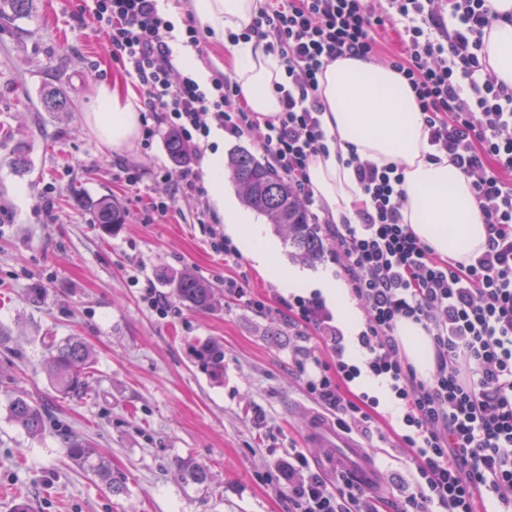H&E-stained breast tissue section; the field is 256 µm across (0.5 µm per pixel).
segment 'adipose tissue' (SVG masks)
<instances>
[{
	"instance_id": "adipose-tissue-1",
	"label": "adipose tissue",
	"mask_w": 512,
	"mask_h": 512,
	"mask_svg": "<svg viewBox=\"0 0 512 512\" xmlns=\"http://www.w3.org/2000/svg\"><path fill=\"white\" fill-rule=\"evenodd\" d=\"M263 5L264 0H191L195 17L219 38L229 31H246ZM483 52L498 80L512 87V24L495 25L484 39ZM233 72L247 108L259 119L276 118L281 111L277 87L288 78L265 41L254 37L240 42ZM319 97L324 107L320 121L330 141L327 152L312 160L308 175L334 221L354 218L363 200L353 169L344 163L354 153L381 167H402L404 221L434 254L467 264L483 251L488 231L470 184L448 156H436L415 96L400 74L374 62L341 57L320 74ZM88 120L103 143L121 152L134 146L142 115L131 97L103 86ZM206 178L213 203L224 213L225 233L240 243L259 271L276 273V245L262 225L240 214L224 194L221 154L209 155ZM397 338L417 374L429 376L434 349L422 326L400 320Z\"/></svg>"
}]
</instances>
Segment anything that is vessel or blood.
I'll list each match as a JSON object with an SVG mask.
<instances>
[{"label": "vessel or blood", "instance_id": "b4317fda", "mask_svg": "<svg viewBox=\"0 0 512 512\" xmlns=\"http://www.w3.org/2000/svg\"><path fill=\"white\" fill-rule=\"evenodd\" d=\"M304 436L312 447L343 449L341 465L354 472L365 489L375 492L382 488L383 480L362 445L352 436L338 431L321 415L308 413L304 422Z\"/></svg>", "mask_w": 512, "mask_h": 512}]
</instances>
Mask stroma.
<instances>
[{
  "label": "stroma",
  "mask_w": 512,
  "mask_h": 512,
  "mask_svg": "<svg viewBox=\"0 0 512 512\" xmlns=\"http://www.w3.org/2000/svg\"><path fill=\"white\" fill-rule=\"evenodd\" d=\"M85 0H34L30 14L0 24V512L19 502L33 512H288L280 466L316 402L292 365L299 341L285 316L259 315L224 291L225 276L244 277L253 295L277 305L284 291L249 259L228 267L198 222L223 224L210 196L179 194L161 117L151 138L121 153L88 124L101 86L143 97L112 58L107 40L82 19ZM69 106L46 110L45 86ZM24 155L26 165L14 160ZM143 176L127 191L120 168ZM173 196L166 223H147L152 196ZM114 199L126 222L101 230L95 204ZM189 272L214 290L215 305L195 312L167 278ZM153 284L172 307L161 316L144 299ZM84 337L95 369L86 393L56 397L44 372L46 339ZM224 344V374L203 373L193 344ZM29 394L49 411L36 438L14 423L8 402ZM384 440L372 452L388 483L381 512H396L413 479L411 452L392 447L399 423L383 410ZM79 438L125 478L113 494L67 454ZM204 468L199 485L177 475L180 461Z\"/></svg>",
  "instance_id": "obj_1"
}]
</instances>
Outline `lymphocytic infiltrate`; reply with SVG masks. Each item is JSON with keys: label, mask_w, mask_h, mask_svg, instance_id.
Here are the masks:
<instances>
[{"label": "lymphocytic infiltrate", "mask_w": 512, "mask_h": 512, "mask_svg": "<svg viewBox=\"0 0 512 512\" xmlns=\"http://www.w3.org/2000/svg\"><path fill=\"white\" fill-rule=\"evenodd\" d=\"M160 0H91L90 18L106 31L112 57L145 90L143 106L161 115L189 148L192 162L164 178L181 193L203 195L198 170L212 126L249 135L323 224L365 313L362 364L345 356L344 336L319 294L285 300L288 320L315 333L323 350L302 348L294 364L307 394L345 431L371 434L378 397L348 393L362 375L381 379L396 401L400 447L411 449L417 479L399 512H477L483 501L512 512V89L482 53L500 20L491 0H267L249 29L266 39L288 75L282 110L260 121L240 104L241 90L219 73L209 87L179 75L170 48L174 25ZM395 32L388 65L409 83L428 139L469 180L488 227L470 264L434 257L403 221V170L351 155L365 196L355 222L319 215L307 171L326 152L318 115V76L341 57L370 60ZM420 323L435 349V369L418 377L395 331ZM291 512H379V498L337 475L328 484L305 454L288 458Z\"/></svg>", "instance_id": "f902f5d3"}]
</instances>
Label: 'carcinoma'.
<instances>
[{"label":"carcinoma","mask_w":512,"mask_h":512,"mask_svg":"<svg viewBox=\"0 0 512 512\" xmlns=\"http://www.w3.org/2000/svg\"><path fill=\"white\" fill-rule=\"evenodd\" d=\"M32 0H0V18H14L29 13ZM44 104L51 111L67 107V99L57 88L45 91ZM166 148L171 161L177 167L188 159V148L181 136L170 131ZM225 167L235 182L243 203L264 215L275 229L285 236L294 248V257L303 262L315 261L324 253V245L314 225L308 222L306 210L291 184L271 166L257 160L249 151L230 154ZM97 224L111 233L124 223V215L116 203L103 198L96 203ZM176 298L194 310L211 307L213 291L199 278L181 273L170 277ZM49 357L45 365L49 387L59 396L78 397L88 387V379L94 369L91 345L80 336H68L61 340L50 338ZM202 370L214 377L224 371V344L208 340L193 348ZM10 417L31 437L42 434L46 415L42 405L28 395L18 392L10 400ZM69 457L85 470L103 480L114 494L123 492V482L112 475V469L99 452L80 439L69 443ZM181 478L186 482L202 484L208 473L191 461L179 467Z\"/></svg>","instance_id":"obj_1"}]
</instances>
